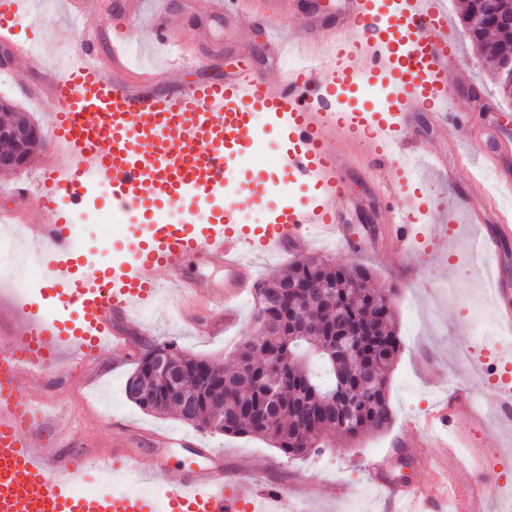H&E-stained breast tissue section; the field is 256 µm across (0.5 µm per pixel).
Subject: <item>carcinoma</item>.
Here are the masks:
<instances>
[{
	"label": "carcinoma",
	"mask_w": 512,
	"mask_h": 512,
	"mask_svg": "<svg viewBox=\"0 0 512 512\" xmlns=\"http://www.w3.org/2000/svg\"><path fill=\"white\" fill-rule=\"evenodd\" d=\"M461 22L480 54L492 65L500 96L512 101V80L500 73L512 57V0H463ZM30 120L0 102V126L23 129ZM40 139H0V153L33 154ZM372 274L360 264L336 265L309 257L290 262L272 281L256 283L252 321L259 340L246 339L224 368L172 341L145 346L125 387L139 409L175 414L200 431L217 425L224 435L266 440L284 456L303 457L341 437L354 441L379 432L392 420L388 376L401 350L393 308L382 290L369 287ZM303 317L288 335L289 308L296 299ZM170 349L179 364V387L198 395L187 413L161 399L166 382L152 375L157 347Z\"/></svg>",
	"instance_id": "1"
}]
</instances>
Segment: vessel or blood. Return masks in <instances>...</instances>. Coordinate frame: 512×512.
<instances>
[{
  "label": "vessel or blood",
  "instance_id": "b4317fda",
  "mask_svg": "<svg viewBox=\"0 0 512 512\" xmlns=\"http://www.w3.org/2000/svg\"><path fill=\"white\" fill-rule=\"evenodd\" d=\"M64 4L66 24L74 28L99 11V0ZM171 9V0L150 6L145 0H114L111 51H101L89 33L70 45V61L61 67L50 61L53 44L14 38L15 27L30 16L29 0H0V44L14 61L29 65L40 98L56 106L44 133L53 160L40 167L35 182L15 183L13 196L26 206L6 215L46 272L41 297L77 317L69 328L56 316L36 315L34 300H0V316L12 323L0 343V512H285L288 488L262 485L246 473L225 482L218 453L210 454V467L188 468L177 477L156 462L146 472L149 494L109 485L84 492L92 467L83 454L63 451L50 428L58 409L54 373L63 363L73 371L82 368L107 347L127 355L118 323L136 324L164 287L174 288L184 303L219 298L230 306L255 284L251 252L275 256L288 240H341L338 202L349 159L333 145L336 131L366 152L368 174L376 179L415 154L420 112L432 110L435 125L459 131L472 121L469 100L448 98V62L456 43L444 0H396L387 14L375 0H195L191 11L201 31L221 21L242 38L259 25L276 55L293 51L305 64L279 66L272 76L250 68L192 82L182 70L135 65L127 56V30L144 14L153 41L180 48ZM292 25L299 38L289 37ZM241 38L229 46L209 43L207 52L195 54V66L206 69L226 51H243ZM385 77L395 87L390 112L334 107L342 91ZM258 112L272 117L290 141L286 173L293 182L314 186V200L283 203L257 226L245 224L240 209L228 206L212 222H199L196 212L209 210L223 195L233 167L261 141L254 123ZM498 150L500 160L489 170L496 186L511 195L512 144L500 142ZM90 183L146 233L111 266L83 270L76 260V218ZM467 185L461 204L484 262L496 261L500 244L512 239V211L498 210L496 223L485 224L482 212L470 205L484 187L473 178ZM186 204L191 215L162 224L164 211ZM381 206L395 250L412 248L418 236L409 216L394 211L389 199ZM193 256L223 266L221 296L183 277ZM156 270L165 279L153 278ZM489 298L499 326L512 334V289L492 279ZM471 405L469 390L456 387L426 424L448 437ZM97 461L105 476L138 468L132 443L122 434ZM385 488L407 512H425L421 491L390 482Z\"/></svg>",
  "mask_w": 512,
  "mask_h": 512
}]
</instances>
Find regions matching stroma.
I'll return each instance as SVG.
<instances>
[{"label": "stroma", "mask_w": 512, "mask_h": 512, "mask_svg": "<svg viewBox=\"0 0 512 512\" xmlns=\"http://www.w3.org/2000/svg\"><path fill=\"white\" fill-rule=\"evenodd\" d=\"M446 3L449 17L457 25V54L448 66V92L457 98L466 97L471 88H479L491 108L477 110L475 125L467 133L437 128L428 118H421V145L412 162L415 172L429 177L432 184L422 187L397 172L392 188L395 204L412 213L422 234L417 250L409 256L375 254L378 238L363 229L360 217L375 215L373 201L377 190L364 176L370 160L359 154L347 176L348 192L339 203L353 246L315 241L302 253L291 250L280 257L252 259L262 280L276 277L289 262L306 255L339 264L366 265L373 272V287L396 289L397 332L403 349L388 382L392 424L353 444L340 439L320 453L288 458L257 437L199 434L176 417L139 409L125 394V383L136 367L135 360L113 361L111 351L106 350L91 362L94 377L86 385L76 386L65 377L55 390L61 407L55 424L64 449L92 452L106 447L112 441V430L104 422L108 416L152 431L197 435L204 447L223 451L225 479H233L245 465L265 483L296 487L299 495L289 503L288 512H394L396 504L387 490L377 487L369 478L367 466L378 459L384 460V473L395 483L404 478L409 483L431 487L440 470L462 485L475 480L512 483V447L501 450L484 445L485 434L494 425L489 410L494 385L473 366L463 367L457 361L459 347L472 337L468 306L487 302L484 276L497 275L512 284V241L500 245V265L488 267L486 275L476 274L472 268L473 228L459 201L466 186H452L446 180V170L454 166L458 153H468L476 162L482 155L493 153V140L499 139L502 130H512V103L500 99L488 75L487 62L478 55L459 24L462 0ZM9 73V85L0 90V97L11 99L36 124L46 126L52 107L27 95L28 70L15 62ZM256 122L264 131L263 141L245 164L236 167L225 189V199L231 205H240V187L258 186L264 195L262 203L242 207L248 223L263 224L270 207L283 198L278 188L285 178L282 157L289 142L267 115H258ZM418 193L441 197L447 205L449 223L456 226L454 234L432 232L430 214L412 206V198ZM99 207L96 217L82 220L81 260L88 269L101 266L107 253L125 249L138 236L135 225L113 217L107 202H100ZM103 221L112 224V236L107 240L99 232ZM252 302L249 294L239 299L236 321L223 335L201 336L174 320L176 298L172 292H163L154 307L144 312L145 334L133 340V350L138 353L147 343L172 340L190 353L207 357L217 365L224 364L235 346L254 333L250 321ZM459 385L472 392L476 406L461 416L449 447H435L434 437L422 431L425 418L447 399L449 390ZM88 405L97 407L102 422L86 418L84 408Z\"/></svg>", "instance_id": "1"}]
</instances>
